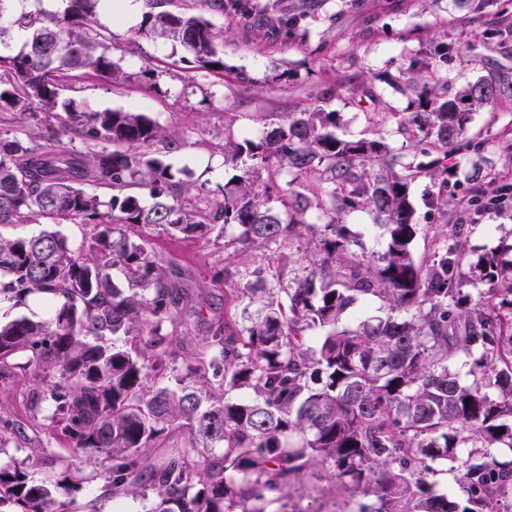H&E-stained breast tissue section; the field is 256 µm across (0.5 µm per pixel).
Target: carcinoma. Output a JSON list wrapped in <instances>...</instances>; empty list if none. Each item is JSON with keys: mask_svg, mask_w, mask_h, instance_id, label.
Here are the masks:
<instances>
[{"mask_svg": "<svg viewBox=\"0 0 512 512\" xmlns=\"http://www.w3.org/2000/svg\"><path fill=\"white\" fill-rule=\"evenodd\" d=\"M0 0V53L10 75L0 112L27 124L0 134V224L38 233L0 237V299L53 304L46 321L0 323V383L22 377L28 425L88 448L108 461L114 499L149 492V512H267L323 472L341 512H504L512 489V230L489 251L469 244L468 226L512 207V185L497 180L469 135L472 112L512 98V67H494L457 93L432 79L442 43L420 52L406 73L414 100L386 112L414 155L403 161L379 138H344L336 113L289 112L260 142L224 141V163L239 169L205 208L178 196L166 151L176 139L143 112L88 110L60 98L65 82L127 78L109 38L92 32L100 0H62L58 12ZM144 0L140 38L171 41L192 68L224 72L223 31L190 7ZM96 147L61 146L62 136ZM162 143L165 149L157 148ZM471 162L463 195L444 189L456 176L448 159ZM306 182L285 189L283 174ZM430 179L439 190L425 205L455 218L435 226L433 253L414 258L421 231L409 186ZM108 184L103 199L88 191ZM137 187L153 203L143 204ZM277 195L280 209L270 206ZM321 224L307 223L309 210ZM357 212L379 219L384 250L367 246L347 222ZM93 228L74 251L59 226ZM125 229L116 231L115 225ZM239 228L214 278L236 285L234 310L199 317L202 349L183 368L169 327L183 294L143 235L159 226L184 236ZM309 231L316 251L296 266L286 249ZM269 253L270 268L247 252ZM119 268L126 286L115 287ZM380 302L353 328L342 317L357 302ZM324 335L312 340L308 330ZM465 372H460V369ZM154 380V386L147 385ZM183 441L167 447V436ZM490 448H506L499 459ZM453 463L464 498L434 489L427 476ZM62 479L34 482L25 469L0 467V505L19 512H63L53 496Z\"/></svg>", "mask_w": 512, "mask_h": 512, "instance_id": "cac0c4a2", "label": "carcinoma"}]
</instances>
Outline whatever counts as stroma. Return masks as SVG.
Listing matches in <instances>:
<instances>
[{"instance_id":"1","label":"stroma","mask_w":512,"mask_h":512,"mask_svg":"<svg viewBox=\"0 0 512 512\" xmlns=\"http://www.w3.org/2000/svg\"><path fill=\"white\" fill-rule=\"evenodd\" d=\"M251 18L232 8L212 15L216 28H228L223 44L227 69L217 74L190 68L182 49L149 39L133 40L140 14L124 16L101 10L99 23L112 33L113 58L128 74L126 83L110 85L94 78L67 82L61 93L90 109L136 110L178 134L179 149L168 159L180 180L194 190L189 200L203 207L208 193L233 174L224 163L225 138L265 137L288 112L322 108L337 112L340 131L361 137L367 131L382 136L394 155L409 158L405 140L394 123L382 120L372 104L354 95L351 75L372 80L382 102L404 111L409 98L401 76L422 45L453 43L452 56L435 66L448 78L449 93L487 74L490 65L512 67V42L488 46L496 30L503 0H490L480 17H473L460 0H252ZM299 20V37H289L284 17ZM153 61L151 77L141 67ZM469 133L482 144L505 182L512 183V101L475 112ZM156 252L177 270L185 295L174 334L185 361H192L203 334L195 323L199 310L224 306L225 285L213 278L223 267V238L174 236L161 228L146 232ZM23 383L0 390V417L24 423L23 436L12 437L7 453L25 461L31 449L46 447L48 455L72 458L71 488L63 495L69 512H101L108 499L102 475L106 463L88 451L72 456L61 438L47 439L38 428L26 426Z\"/></svg>"}]
</instances>
